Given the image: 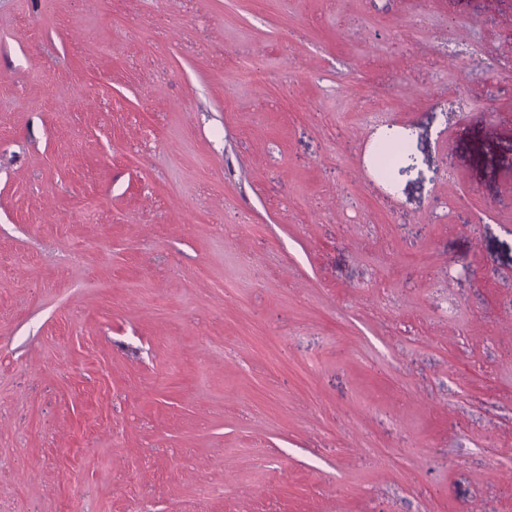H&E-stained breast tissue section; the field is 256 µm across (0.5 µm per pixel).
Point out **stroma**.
<instances>
[{
    "label": "stroma",
    "instance_id": "1",
    "mask_svg": "<svg viewBox=\"0 0 512 512\" xmlns=\"http://www.w3.org/2000/svg\"><path fill=\"white\" fill-rule=\"evenodd\" d=\"M0 512H512V0H0Z\"/></svg>",
    "mask_w": 512,
    "mask_h": 512
}]
</instances>
